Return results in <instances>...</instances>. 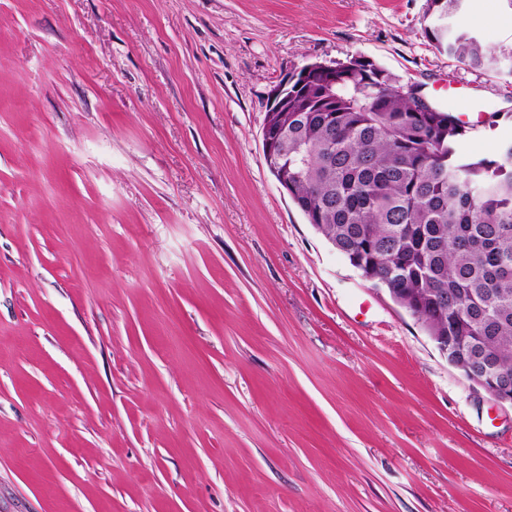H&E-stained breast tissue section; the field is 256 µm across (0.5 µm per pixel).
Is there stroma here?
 I'll return each mask as SVG.
<instances>
[{
    "label": "stroma",
    "instance_id": "stroma-1",
    "mask_svg": "<svg viewBox=\"0 0 512 512\" xmlns=\"http://www.w3.org/2000/svg\"><path fill=\"white\" fill-rule=\"evenodd\" d=\"M0 0V512H512V408L266 166L269 91L372 59L512 138V0ZM429 10L436 15L437 23L430 26L427 37L440 53H446L455 61L474 68L492 64L496 59L488 54L480 42L467 33H454L442 23L444 16L454 14L461 0H430Z\"/></svg>",
    "mask_w": 512,
    "mask_h": 512
}]
</instances>
